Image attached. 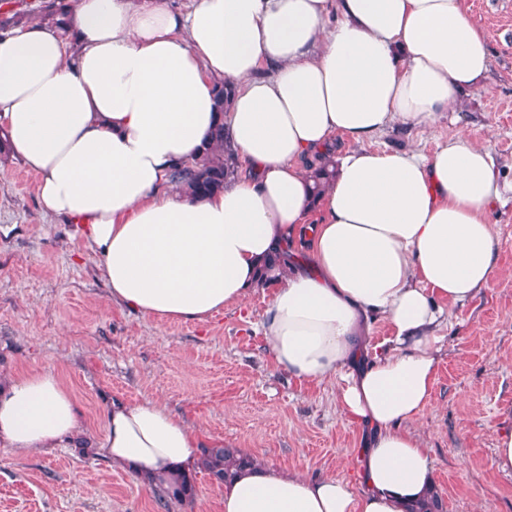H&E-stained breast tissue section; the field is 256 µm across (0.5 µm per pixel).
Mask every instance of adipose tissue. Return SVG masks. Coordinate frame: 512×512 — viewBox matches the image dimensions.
<instances>
[{"mask_svg":"<svg viewBox=\"0 0 512 512\" xmlns=\"http://www.w3.org/2000/svg\"><path fill=\"white\" fill-rule=\"evenodd\" d=\"M490 67L464 0H192L185 13L77 0L66 28L34 22L0 39L9 149L46 212L76 225L112 300L205 321L272 288L258 329L276 367L340 380L343 418L368 430L359 490L258 462L225 483L224 512H406L434 487L410 426L433 394L446 307L498 272L490 216L512 182L461 133L427 156L363 143L394 124L433 128ZM219 120L243 170L206 197L168 189ZM328 160L334 179L313 196L309 175ZM379 319L391 334L375 345ZM104 430L112 464L163 495L202 458L158 399L112 404ZM85 432L54 373L0 380L1 446Z\"/></svg>","mask_w":512,"mask_h":512,"instance_id":"ef3b65f1","label":"adipose tissue"}]
</instances>
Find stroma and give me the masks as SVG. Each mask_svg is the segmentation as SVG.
I'll return each instance as SVG.
<instances>
[{
    "label": "stroma",
    "instance_id": "1",
    "mask_svg": "<svg viewBox=\"0 0 512 512\" xmlns=\"http://www.w3.org/2000/svg\"><path fill=\"white\" fill-rule=\"evenodd\" d=\"M493 58L485 88L434 129L394 125L371 150L431 154L457 131L488 141L500 176L512 180V0H465ZM491 224L498 276L452 306L441 325L431 402L412 431L430 450L444 512H512V473L491 459L512 427V202ZM273 291L243 309L172 322L112 301L97 256L75 225L48 215L21 160L0 155V376L47 370L71 392L88 431L62 448L0 446V512H224L223 490L193 472L195 494L168 500L102 453L112 402L161 398L201 442H224L273 467L355 480L358 427L342 417L338 382L279 371L257 326Z\"/></svg>",
    "mask_w": 512,
    "mask_h": 512
}]
</instances>
